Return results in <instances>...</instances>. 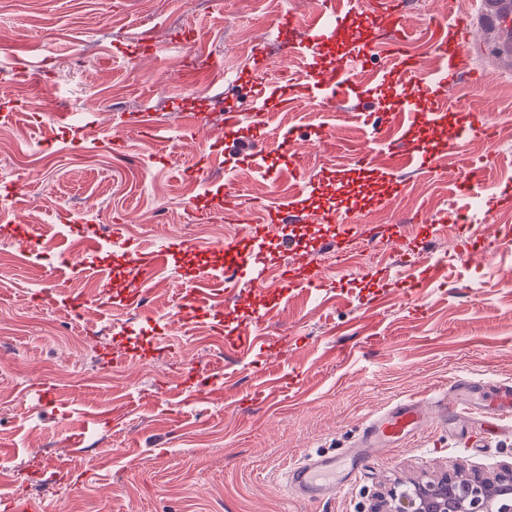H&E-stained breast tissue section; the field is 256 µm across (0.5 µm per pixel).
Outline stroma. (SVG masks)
Instances as JSON below:
<instances>
[{"instance_id": "35a3bbf8", "label": "stroma", "mask_w": 512, "mask_h": 512, "mask_svg": "<svg viewBox=\"0 0 512 512\" xmlns=\"http://www.w3.org/2000/svg\"><path fill=\"white\" fill-rule=\"evenodd\" d=\"M317 0H286L262 10L260 0H7L0 9V61L28 71V86L0 98V116L19 130L13 150L0 155V196L13 212L0 214V254L31 236L30 253L0 279V512L29 504L33 512H370L396 482H412L453 466L494 476L512 464V430L480 436L431 427L407 445L375 457L335 498L296 497L286 484L291 464L305 455L353 448L362 424L394 403L420 398L466 374L482 385L512 382V243H501L482 213L459 220L447 179L434 169L398 182L349 106L323 114L300 98L290 130H329L327 151L308 149L298 172L273 167L255 177L243 165L255 140L253 112L279 129L278 106L250 102L253 80L279 83L277 63L291 59L305 82L309 57L292 33ZM428 0H404L409 54L437 48L447 25L428 26ZM265 34L260 53L247 50L243 31ZM161 33L163 48L142 50ZM218 64L211 76L179 73L185 36ZM78 56L85 67L70 108L90 101L69 131L42 112L39 62ZM439 121V155L472 157L471 139L456 129L462 113L482 111L488 122H512V96L485 105L472 81H461ZM238 105L242 137L197 149H156L144 126L196 134L223 125ZM377 155L371 184L360 183L358 154ZM44 162L42 178L24 185L20 162ZM340 179L362 194L371 242L355 246L347 263L324 268L336 227L293 224L285 235L315 240L307 256L319 287L282 290L272 277L287 253L269 243L262 279L239 289L252 310L216 300L186 314L182 298L197 275L224 264V241L244 238L265 221L267 207L284 202L335 211L328 184ZM244 203V222H218L224 193ZM481 195L501 219H512V141L494 147L483 167ZM60 195L61 212L30 223L36 202ZM96 210L82 207L85 196ZM443 221L415 223L425 198ZM183 244L153 272L142 306L113 300L103 319H68L71 293L99 278L112 289L135 273L128 253L139 246ZM439 268L420 281L424 266ZM249 326L260 341L252 351L226 345L224 332Z\"/></svg>"}]
</instances>
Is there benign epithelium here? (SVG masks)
<instances>
[{"mask_svg": "<svg viewBox=\"0 0 512 512\" xmlns=\"http://www.w3.org/2000/svg\"><path fill=\"white\" fill-rule=\"evenodd\" d=\"M376 512H512V466L494 479L451 472L391 489Z\"/></svg>", "mask_w": 512, "mask_h": 512, "instance_id": "benign-epithelium-1", "label": "benign epithelium"}]
</instances>
